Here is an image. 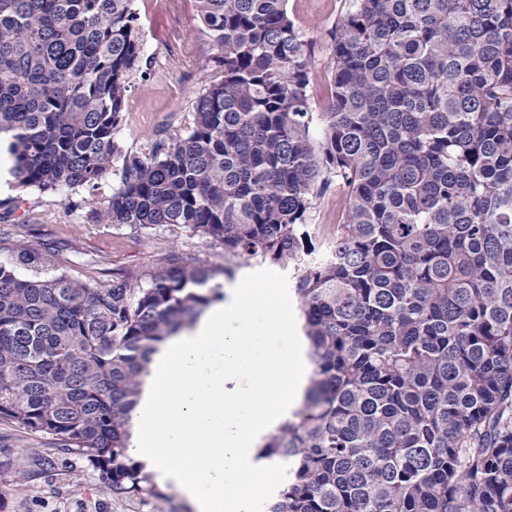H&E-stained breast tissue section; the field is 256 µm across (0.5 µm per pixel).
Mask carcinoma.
<instances>
[{
	"label": "carcinoma",
	"mask_w": 512,
	"mask_h": 512,
	"mask_svg": "<svg viewBox=\"0 0 512 512\" xmlns=\"http://www.w3.org/2000/svg\"><path fill=\"white\" fill-rule=\"evenodd\" d=\"M214 53L190 122L125 150L150 74L134 0H0V135L19 185L96 189L89 219L165 226L146 276L46 268L72 241L0 260V421L51 437L112 492L165 494L128 454L159 343L221 299L236 261L293 268L313 364L258 456L288 478L266 512H512V0H351L314 113L312 49L287 0H195ZM348 193L310 248L314 197ZM42 267L31 277L17 268Z\"/></svg>",
	"instance_id": "1"
}]
</instances>
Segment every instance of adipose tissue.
Returning a JSON list of instances; mask_svg holds the SVG:
<instances>
[{"mask_svg": "<svg viewBox=\"0 0 512 512\" xmlns=\"http://www.w3.org/2000/svg\"><path fill=\"white\" fill-rule=\"evenodd\" d=\"M291 312L247 283L160 345L132 416L130 456L176 488L194 512H256L241 477H263L256 450L292 416L310 369L304 348L248 366V352L287 338ZM244 387L227 389L241 371Z\"/></svg>", "mask_w": 512, "mask_h": 512, "instance_id": "1", "label": "adipose tissue"}]
</instances>
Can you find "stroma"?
<instances>
[{
	"instance_id": "1",
	"label": "stroma",
	"mask_w": 512,
	"mask_h": 512,
	"mask_svg": "<svg viewBox=\"0 0 512 512\" xmlns=\"http://www.w3.org/2000/svg\"><path fill=\"white\" fill-rule=\"evenodd\" d=\"M135 7L145 53L153 64L151 76L135 79L126 99L118 139L133 149L156 134L183 130L206 80L201 63L213 53L200 30L194 0H136ZM348 7L349 0L287 2L290 19L312 48L309 96L316 112L330 98L333 34ZM87 196L84 189L42 193L16 185L0 193V216L12 224L16 237L27 241H76L77 251L52 255L51 266L81 280L102 283L115 274L149 273L173 243L205 265L223 266V247L205 239L166 228L136 232L121 224L90 221L78 206ZM346 207L347 194L340 184H331L314 199L309 224L315 245L333 240ZM237 272L297 309L292 269L254 261ZM164 491L162 500L113 495L107 476L84 457L0 422V512H193L178 490L168 485Z\"/></svg>"
}]
</instances>
